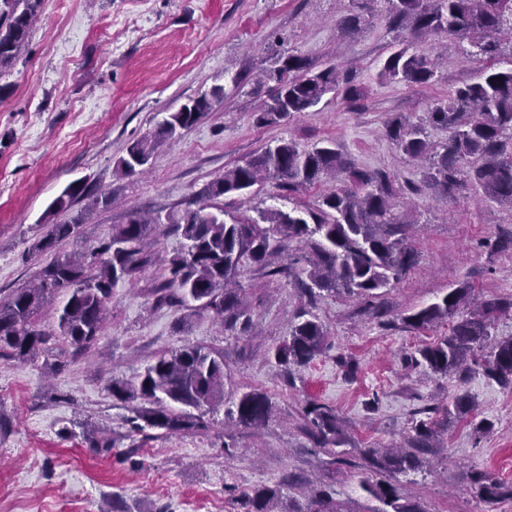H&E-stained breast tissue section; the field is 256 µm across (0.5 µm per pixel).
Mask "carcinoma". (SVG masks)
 Here are the masks:
<instances>
[{
  "instance_id": "cac0c4a2",
  "label": "carcinoma",
  "mask_w": 512,
  "mask_h": 512,
  "mask_svg": "<svg viewBox=\"0 0 512 512\" xmlns=\"http://www.w3.org/2000/svg\"><path fill=\"white\" fill-rule=\"evenodd\" d=\"M42 2L0 0V69L10 65L26 44ZM377 10L386 14L397 46L378 73L382 80L408 86L430 84L436 65L418 49V43L441 34L454 39L467 59L492 63L479 80L462 84L448 99L431 107L425 121L412 123L398 115L388 121L386 135L394 147L412 160L425 161L420 183L411 182L407 189L428 191L446 201L469 183L486 199L512 212V58L501 60L500 41L505 34L512 38V0H359L339 26L345 35L353 36ZM287 73L292 77L285 78ZM266 80L276 85L256 122L273 126L319 105L325 95L339 90L343 76L336 64L314 72L302 57L290 54L281 66L267 72ZM223 97L224 87L217 85L168 113L152 131L128 146L115 172L130 176L143 171L161 145L194 126ZM429 126L448 130V140L431 143ZM271 172L290 193L327 178L336 182V189L304 214L268 208L257 220L233 217L227 221L209 211L210 201L242 194ZM81 197L91 207L110 204L108 197L93 196L76 181L62 190L47 212L54 217L66 213ZM202 197L205 203L182 212L149 216L133 212L126 223L112 225L98 247L80 255L60 250L63 242L77 236L80 217L42 225L43 233L33 249L50 255V260L31 283L0 298V358L27 361L45 349L52 335L77 351L93 345L101 336L112 288L139 270L144 245L161 224L173 226L183 243L168 260V277L156 289L158 300L192 311H210L227 331L244 329L250 321L237 289L231 287L240 272L251 268L267 276H293V268L274 265L273 256L295 241L310 249L307 267L296 279L303 293L313 298L323 293L376 298L379 290L399 282L416 263L407 244L411 221L399 210L390 173L359 168L334 142L305 150L292 139L277 140L250 160L224 171L206 186ZM469 293L470 288L460 284L403 318L405 326L413 329L448 323V335L417 349L415 363L431 374L456 375L460 380L478 371L512 388V336L492 334L497 317L512 313V300H491L467 310ZM61 295L65 300L55 308L57 328L46 331L38 316L45 304ZM298 318L288 340L274 353L278 365L286 369L307 365L325 346L327 330L320 319L308 311ZM112 396L122 401L143 399L145 405L136 410L139 423L134 429H158L165 434L197 429L202 426V415L221 410L239 425L258 427L268 420L272 408L270 397L259 390L226 397L224 358L193 344L158 356L135 382H112ZM475 409L472 397L459 393L448 406L418 411L422 418L413 426V451L380 453L370 448L365 452L369 470L377 478H367L361 487L382 504L377 512H420L388 477L418 467L416 452L428 447L440 413L448 418L471 417L478 436L490 431L492 422L479 418ZM306 431L323 448L338 446L345 438L336 408L326 404H315L307 412ZM473 492L492 504L512 499V484L480 473ZM280 496L278 486L262 488L244 497L242 504L246 512H275L270 504ZM296 512H341V505L333 506L316 496Z\"/></svg>"
}]
</instances>
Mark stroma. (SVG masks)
<instances>
[{
  "label": "stroma",
  "instance_id": "1",
  "mask_svg": "<svg viewBox=\"0 0 512 512\" xmlns=\"http://www.w3.org/2000/svg\"><path fill=\"white\" fill-rule=\"evenodd\" d=\"M351 7V0H43L26 46L0 71V298L40 268L43 257L33 249L39 227L72 182L113 199L81 226V244L91 249L130 212L190 206L225 168L281 138L305 148L332 140L360 168L394 173L403 210L417 223L408 238L417 263L382 289L379 316L362 300L336 294L310 301L294 279L246 270L238 277L252 315L246 333L225 331L209 312L194 314L182 333L181 310L155 304L181 245L162 225L144 247L142 271L113 289L94 345L77 354L58 341L29 361L0 359V512H243L245 495L289 476L298 485L281 499V512H296L319 491L344 512H377L378 501L360 487L364 451L406 446L414 412L462 389L492 432L475 436L465 418L442 424L420 451L419 469L394 482L421 512H512L511 500L488 504L472 491L479 470L512 482V389L479 373L462 383L426 373L412 356L448 328L414 330L402 322L462 283L474 307L511 299L512 246L493 254L485 243L512 237V212L469 187L446 202L410 194L406 185L420 181L421 169L385 134L395 114L420 121L483 64L464 59L442 36L421 45L438 62L434 83L381 80L393 35L376 14L358 36L344 37L339 21ZM288 53L315 70L339 63L349 94L325 96L280 125H257L269 93L257 80ZM237 75L244 80L238 87L231 82ZM215 85L225 95L203 119L160 146L143 173L116 176L130 143ZM277 183L268 176L217 204L247 220L271 207H315L333 188L325 182L290 195ZM302 310L325 325V351L287 370L273 353ZM186 342L223 354L226 393L269 394L273 409L263 426L244 428L217 414L192 433L131 431L136 404L113 398V381L134 380ZM313 401L336 407L345 421L346 442L335 455L301 429ZM92 429L111 447H89Z\"/></svg>",
  "mask_w": 512,
  "mask_h": 512
}]
</instances>
